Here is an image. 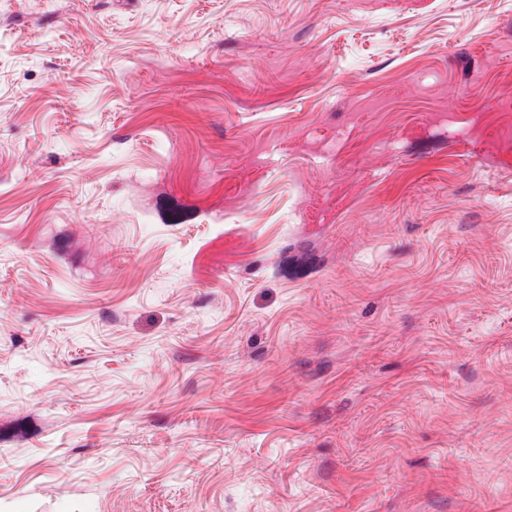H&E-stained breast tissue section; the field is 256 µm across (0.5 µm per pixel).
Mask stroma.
Segmentation results:
<instances>
[{
    "instance_id": "1",
    "label": "stroma",
    "mask_w": 512,
    "mask_h": 512,
    "mask_svg": "<svg viewBox=\"0 0 512 512\" xmlns=\"http://www.w3.org/2000/svg\"><path fill=\"white\" fill-rule=\"evenodd\" d=\"M0 512H512V0H0Z\"/></svg>"
}]
</instances>
